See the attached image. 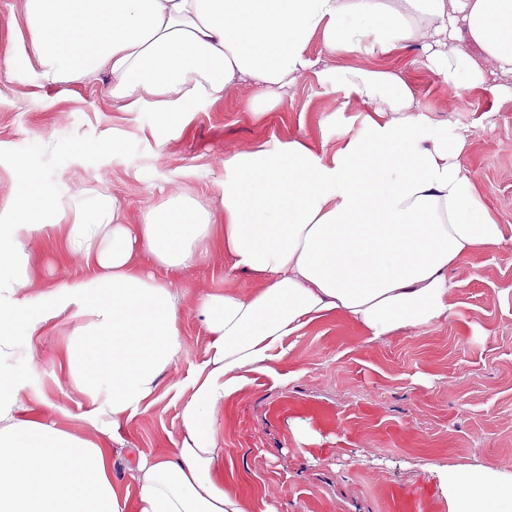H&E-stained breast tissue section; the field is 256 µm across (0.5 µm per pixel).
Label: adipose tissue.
I'll use <instances>...</instances> for the list:
<instances>
[{"label": "adipose tissue", "instance_id": "ef3b65f1", "mask_svg": "<svg viewBox=\"0 0 512 512\" xmlns=\"http://www.w3.org/2000/svg\"><path fill=\"white\" fill-rule=\"evenodd\" d=\"M321 37L331 55L370 45L380 57L421 45L426 67L451 90L493 80L512 100V0H26L14 42L50 82L106 81L125 111L184 114L242 83L266 97L310 67ZM326 76L362 110V129L326 156L305 139L224 158V227L173 194L121 221L100 194L93 214L54 207L40 186L26 216L0 238V360L32 352L41 327L79 319L69 374L113 430L157 400L182 340L174 276L208 266L223 248L232 269L262 277L246 297L201 303L206 358L182 386V438L172 455L139 456L112 480L114 449L39 420L0 372V512H250L224 485L217 415L250 372L270 371L284 342L308 324L346 316L382 340L448 318V270L464 256L512 242L465 170L466 135L449 136L410 84L390 69L338 65ZM65 225L64 248L92 265L53 302L22 311L28 241ZM148 254L150 268L136 262ZM448 512H512V479L494 465H431Z\"/></svg>", "mask_w": 512, "mask_h": 512}]
</instances>
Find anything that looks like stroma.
Masks as SVG:
<instances>
[{
  "instance_id": "obj_1",
  "label": "stroma",
  "mask_w": 512,
  "mask_h": 512,
  "mask_svg": "<svg viewBox=\"0 0 512 512\" xmlns=\"http://www.w3.org/2000/svg\"><path fill=\"white\" fill-rule=\"evenodd\" d=\"M344 62L400 71L431 119L447 122L449 133L467 131L463 165L500 223L512 224V101L488 86L453 93L423 66L417 45L384 60L363 49ZM39 71L32 58L15 76L0 72V211L24 212L37 175L61 208L90 205L102 193L133 224L162 197L181 194L208 208L219 227L226 155L305 138L329 156L361 129L344 92L313 70L277 97L258 103L241 85L197 102L184 119L148 107L126 112L105 84H48ZM63 234L55 227L28 246L27 310L92 274L65 251ZM448 276V318L381 341L342 315L309 324L287 340L271 374H249L225 402L218 413L224 482L250 499L251 512H448L429 464H496L502 479L512 478V244L475 252ZM262 286L260 277L231 269L220 248L207 268L174 281L181 358L161 377V400L124 427L126 451L113 466L118 484L127 485L138 455L171 454L179 444L182 400L171 386L204 359L203 298ZM74 334V321L54 320L32 360L0 368L17 375L23 394L44 397L45 421L94 438L111 415L102 405L95 423L84 418L88 404L66 362Z\"/></svg>"
}]
</instances>
